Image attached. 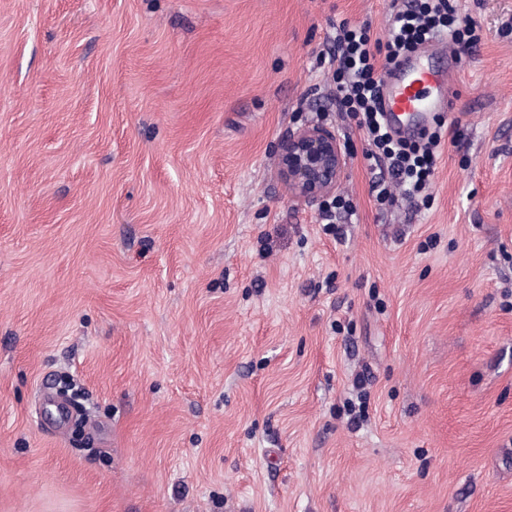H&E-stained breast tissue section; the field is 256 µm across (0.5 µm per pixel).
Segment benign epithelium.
Here are the masks:
<instances>
[{"instance_id": "7a95c632", "label": "benign epithelium", "mask_w": 512, "mask_h": 512, "mask_svg": "<svg viewBox=\"0 0 512 512\" xmlns=\"http://www.w3.org/2000/svg\"><path fill=\"white\" fill-rule=\"evenodd\" d=\"M346 165L347 155L336 132L322 124L289 134L281 149V174L298 203L313 204L335 194Z\"/></svg>"}]
</instances>
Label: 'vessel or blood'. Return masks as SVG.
Segmentation results:
<instances>
[{
    "instance_id": "obj_1",
    "label": "vessel or blood",
    "mask_w": 512,
    "mask_h": 512,
    "mask_svg": "<svg viewBox=\"0 0 512 512\" xmlns=\"http://www.w3.org/2000/svg\"><path fill=\"white\" fill-rule=\"evenodd\" d=\"M455 65L427 66L422 56L407 54L384 76V119L396 133L422 128L438 113L449 111L448 84Z\"/></svg>"
}]
</instances>
